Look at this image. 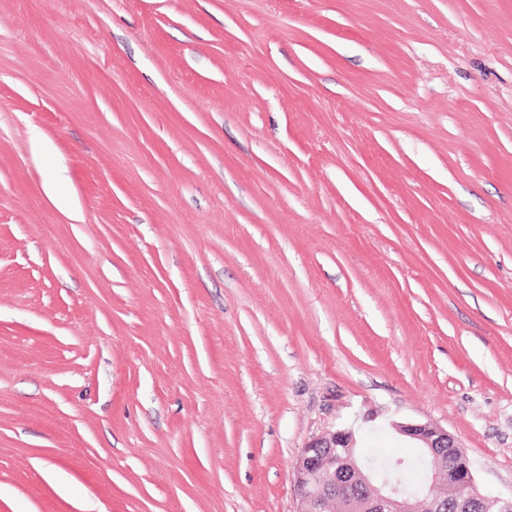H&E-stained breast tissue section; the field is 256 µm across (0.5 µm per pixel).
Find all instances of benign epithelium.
Masks as SVG:
<instances>
[{
    "mask_svg": "<svg viewBox=\"0 0 512 512\" xmlns=\"http://www.w3.org/2000/svg\"><path fill=\"white\" fill-rule=\"evenodd\" d=\"M390 427L414 440L428 461L433 494L424 497L405 493L397 482L358 467L352 459L354 429L342 428L312 437L296 456L293 474L295 512H330L336 494L346 487L356 489L353 512H512V495L500 497L478 485L473 464L459 440L434 422L393 421ZM455 465L448 467V459ZM453 486L458 493L448 498L442 489Z\"/></svg>",
    "mask_w": 512,
    "mask_h": 512,
    "instance_id": "1",
    "label": "benign epithelium"
}]
</instances>
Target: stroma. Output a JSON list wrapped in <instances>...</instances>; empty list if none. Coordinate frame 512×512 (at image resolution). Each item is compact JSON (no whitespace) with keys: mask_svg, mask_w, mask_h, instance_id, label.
Segmentation results:
<instances>
[{"mask_svg":"<svg viewBox=\"0 0 512 512\" xmlns=\"http://www.w3.org/2000/svg\"><path fill=\"white\" fill-rule=\"evenodd\" d=\"M366 415L512 495V0H0V512H295ZM56 176V173H53L47 179L43 188L44 193L58 211H60L68 218L74 219L76 217V213L78 212L77 205L72 198L56 193L53 185Z\"/></svg>","mask_w":512,"mask_h":512,"instance_id":"35a3bbf8","label":"stroma"}]
</instances>
